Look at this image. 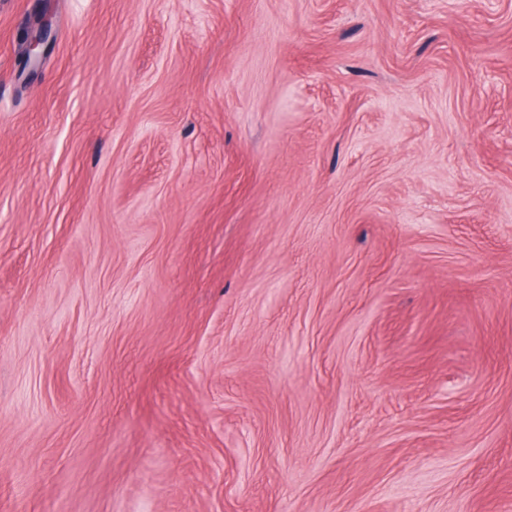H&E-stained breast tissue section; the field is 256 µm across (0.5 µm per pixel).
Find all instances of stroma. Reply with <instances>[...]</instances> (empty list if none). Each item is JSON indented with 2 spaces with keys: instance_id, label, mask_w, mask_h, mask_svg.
Instances as JSON below:
<instances>
[{
  "instance_id": "35a3bbf8",
  "label": "stroma",
  "mask_w": 512,
  "mask_h": 512,
  "mask_svg": "<svg viewBox=\"0 0 512 512\" xmlns=\"http://www.w3.org/2000/svg\"><path fill=\"white\" fill-rule=\"evenodd\" d=\"M0 512H512V0H0ZM54 39L52 22L47 18L38 19L27 32L22 51L24 66L33 69L47 57Z\"/></svg>"
}]
</instances>
